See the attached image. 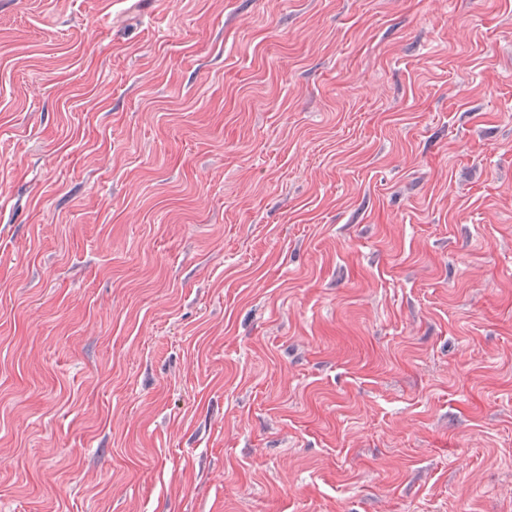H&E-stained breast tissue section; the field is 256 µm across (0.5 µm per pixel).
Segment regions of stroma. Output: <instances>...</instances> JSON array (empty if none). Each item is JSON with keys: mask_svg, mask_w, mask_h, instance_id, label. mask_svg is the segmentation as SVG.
<instances>
[{"mask_svg": "<svg viewBox=\"0 0 512 512\" xmlns=\"http://www.w3.org/2000/svg\"><path fill=\"white\" fill-rule=\"evenodd\" d=\"M0 512H512V0H0Z\"/></svg>", "mask_w": 512, "mask_h": 512, "instance_id": "obj_1", "label": "stroma"}]
</instances>
